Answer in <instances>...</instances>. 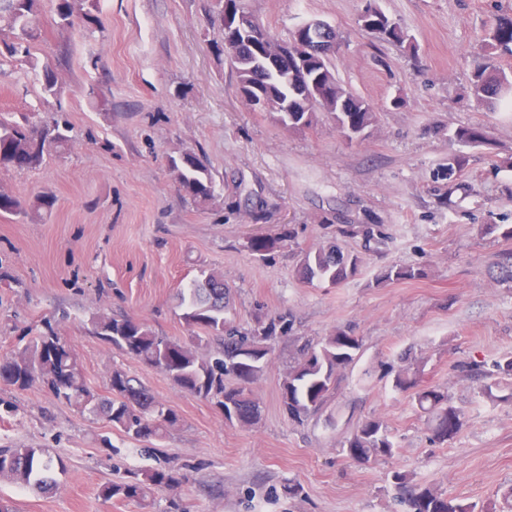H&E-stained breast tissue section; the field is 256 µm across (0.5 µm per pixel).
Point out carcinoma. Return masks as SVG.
Listing matches in <instances>:
<instances>
[{"instance_id": "carcinoma-1", "label": "carcinoma", "mask_w": 512, "mask_h": 512, "mask_svg": "<svg viewBox=\"0 0 512 512\" xmlns=\"http://www.w3.org/2000/svg\"><path fill=\"white\" fill-rule=\"evenodd\" d=\"M42 0H0V67L6 62L29 65L34 81L43 94L57 93L59 77L55 68L38 65L33 51L41 37ZM54 22L61 27L78 25L92 32H101L100 0H49ZM369 17L359 16L361 28L380 40L417 47L398 22L390 18L376 3L368 0ZM230 65L238 87H249L252 95L293 106H307V112H273L279 125L293 130L314 126L316 110H330L328 116L350 142L364 140L376 123V113L339 81L331 68L315 72L308 82H296L279 68L253 66L262 46L236 40L231 46ZM482 49L489 55L512 56V14L497 15L484 38ZM469 92L490 109L512 106V69L489 64L474 71L468 82ZM67 122L56 118L43 121L35 112L18 115L0 112V171L33 170L41 167L53 153L69 150ZM454 138L462 145L476 147L486 144L488 136L481 126L455 131ZM170 168L179 191L193 204L203 207L215 198L216 182L207 162L195 152L183 151L171 159ZM53 206L47 195L31 203L0 190V215H27ZM361 233L371 240L382 235L372 227L347 224L338 234L350 237ZM294 238V229L283 228L273 239H254L251 251L262 256L280 242ZM360 258L336 244L319 246L300 254L299 277L307 283H328L338 286L355 276ZM426 276L422 268L385 267L380 280H415ZM231 288L222 275L204 272L180 291L182 319L190 330L201 334L191 342L163 336L146 322L129 315H97L92 317V334L132 359L153 367L181 390L214 405L236 424L248 428L260 419V405L251 386L263 375L272 354V343L288 336L292 319L286 313L258 314L255 325L245 328L227 317ZM362 347L359 337L340 329L320 341L306 342L298 350L293 363L282 379L281 404L297 423L316 413L336 387L340 373L351 365ZM35 384L47 388L55 398L76 407L80 412L102 416L126 437L140 441H160L179 423L178 414L155 399L139 378L122 369L112 370L108 394L91 389L74 348L55 328L48 324L18 349L0 357V385L26 390ZM393 386L400 391L414 390L420 412L428 418L433 441L445 443L460 432L462 412L453 406L448 395L435 386H419L416 378L399 371ZM387 425L379 418H368L342 443L345 456L355 462L368 463L394 454ZM62 466L41 448L25 445L0 448V478L22 486H34L44 492L56 487L53 472ZM185 474L170 468H158L144 475L135 471L119 481L105 483L100 495L110 500L120 498L144 505L153 490L178 485ZM395 483L405 492L406 512H475V506L448 499L430 485H411L406 474L397 472Z\"/></svg>"}]
</instances>
